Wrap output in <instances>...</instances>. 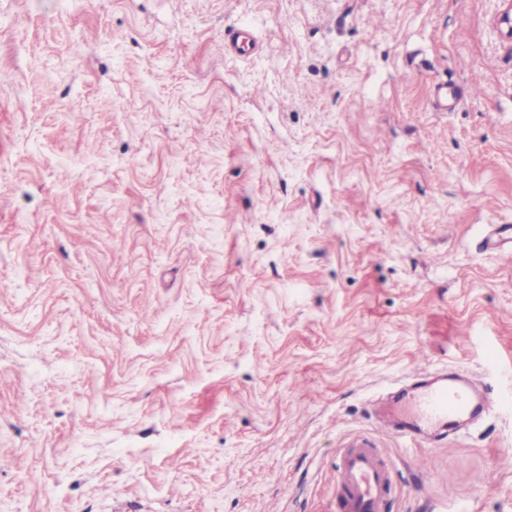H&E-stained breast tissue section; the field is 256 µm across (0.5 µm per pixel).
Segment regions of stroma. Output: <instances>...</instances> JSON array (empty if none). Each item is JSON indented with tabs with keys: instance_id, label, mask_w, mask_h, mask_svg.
I'll return each instance as SVG.
<instances>
[{
	"instance_id": "35a3bbf8",
	"label": "stroma",
	"mask_w": 512,
	"mask_h": 512,
	"mask_svg": "<svg viewBox=\"0 0 512 512\" xmlns=\"http://www.w3.org/2000/svg\"><path fill=\"white\" fill-rule=\"evenodd\" d=\"M498 9L0 0V512H336L359 433L385 512H512ZM419 364L502 413L377 432ZM224 49L237 56H249L257 51L258 45L246 28L227 26L224 29Z\"/></svg>"
}]
</instances>
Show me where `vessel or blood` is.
<instances>
[{"label":"vessel or blood","instance_id":"b4317fda","mask_svg":"<svg viewBox=\"0 0 512 512\" xmlns=\"http://www.w3.org/2000/svg\"><path fill=\"white\" fill-rule=\"evenodd\" d=\"M224 48L237 56L254 54L258 45L243 27L224 29ZM402 412L377 415V424L406 443L428 436L448 439L476 421L498 414L505 405L501 391L476 387L471 378L454 369L440 374H415L402 393ZM340 512H381L393 476L365 449L350 451L338 466Z\"/></svg>","mask_w":512,"mask_h":512}]
</instances>
